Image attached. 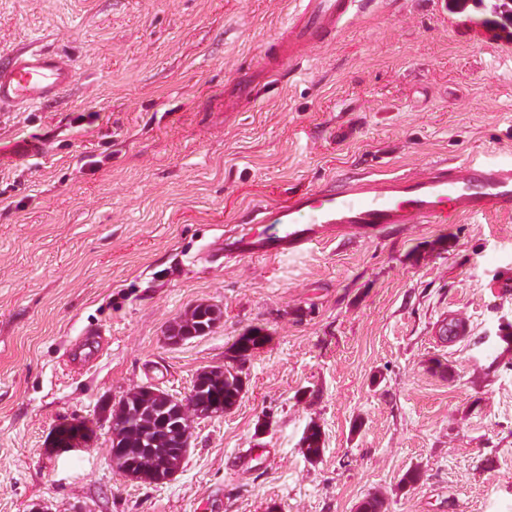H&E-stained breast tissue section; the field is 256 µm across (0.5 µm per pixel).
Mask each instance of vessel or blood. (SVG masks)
Instances as JSON below:
<instances>
[{
  "mask_svg": "<svg viewBox=\"0 0 512 512\" xmlns=\"http://www.w3.org/2000/svg\"><path fill=\"white\" fill-rule=\"evenodd\" d=\"M298 11L265 52L266 72L276 74L302 58L313 43L335 36L355 16L361 0H299ZM75 78L68 55L24 48L0 56V108H32L55 101ZM261 75L237 82L230 104L255 99ZM512 213V160L476 158L430 164L418 176L362 173L327 188L259 203L249 212L256 231L209 242L213 260L306 254L339 233H376L392 224H453L462 216Z\"/></svg>",
  "mask_w": 512,
  "mask_h": 512,
  "instance_id": "1",
  "label": "vessel or blood"
}]
</instances>
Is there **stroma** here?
I'll return each instance as SVG.
<instances>
[{
	"label": "stroma",
	"mask_w": 512,
	"mask_h": 512,
	"mask_svg": "<svg viewBox=\"0 0 512 512\" xmlns=\"http://www.w3.org/2000/svg\"><path fill=\"white\" fill-rule=\"evenodd\" d=\"M296 0H0V55L61 51L57 102L0 112V512H512V214L404 224L288 260H204L250 203L432 160L512 159V37L485 8L364 0L246 107ZM208 303L210 333L168 344ZM468 335L443 342V320ZM260 327L246 361L231 346ZM108 344L80 365L83 333ZM244 390L162 483L112 468L132 389ZM82 420L87 448L56 453ZM322 432L309 461L302 437ZM410 470L420 478L402 484ZM263 76L258 73L237 82L232 89L229 97L228 106L238 105L240 103H249L253 101L258 92V86L261 84ZM206 372L213 371L214 374H221L223 369H210ZM227 373V374H226ZM244 382L237 372L232 373L228 369L224 372V377L209 379L206 388H202L200 396L202 400L213 403H223L224 408H232L239 400L243 390Z\"/></svg>",
	"instance_id": "1"
}]
</instances>
